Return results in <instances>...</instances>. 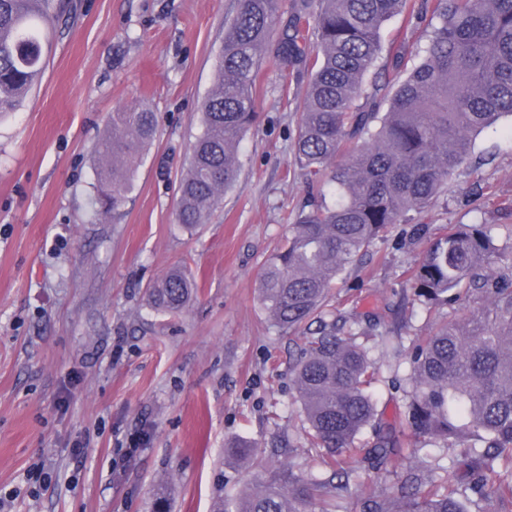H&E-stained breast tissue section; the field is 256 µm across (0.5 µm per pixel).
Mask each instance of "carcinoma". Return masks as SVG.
I'll return each mask as SVG.
<instances>
[{"label":"carcinoma","instance_id":"carcinoma-1","mask_svg":"<svg viewBox=\"0 0 512 512\" xmlns=\"http://www.w3.org/2000/svg\"><path fill=\"white\" fill-rule=\"evenodd\" d=\"M56 0H0V113L15 112L40 76ZM405 14L428 22L424 59L403 70L406 47L383 54L381 31ZM306 74L294 149L301 167L329 172L332 205L311 198L264 265L258 298L269 323L294 335L297 399L310 449L331 471L318 479L294 466L261 467L255 488L215 512H341L357 476L352 462L397 476L393 499L367 494L359 512H487L512 501V224L458 227L435 239L410 281L417 300L474 309L416 340L410 401L400 425L377 419L376 368L358 338L378 323L336 327L330 292L343 270L394 224L437 198L472 164L473 136L512 116V0H433L431 18L410 0H239L224 31L203 130L177 192L176 219L192 230L238 180L236 145L255 117L264 63ZM386 111H381V108ZM158 119L138 105L112 113L100 140L97 214L126 202L131 166L156 138ZM196 296L170 269L146 290L154 309L180 313ZM372 428L371 447L359 436ZM428 436L465 448L464 474L405 448Z\"/></svg>","mask_w":512,"mask_h":512}]
</instances>
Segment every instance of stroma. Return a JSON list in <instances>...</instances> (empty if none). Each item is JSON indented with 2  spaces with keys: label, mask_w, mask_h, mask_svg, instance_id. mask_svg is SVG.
Listing matches in <instances>:
<instances>
[{
  "label": "stroma",
  "mask_w": 512,
  "mask_h": 512,
  "mask_svg": "<svg viewBox=\"0 0 512 512\" xmlns=\"http://www.w3.org/2000/svg\"><path fill=\"white\" fill-rule=\"evenodd\" d=\"M64 3L40 79L0 116V512H152L162 483L170 512H212L250 488L260 463L325 476L303 452L292 337L257 299L263 264L310 197L294 157L305 79L261 71L238 182L190 233L175 218L178 182L238 0ZM382 41L406 44L410 68L427 45L401 15ZM135 103L157 113L159 131L124 207L99 220L95 149L112 114ZM474 155L480 168L455 173L415 214L425 234L406 243L396 225L333 289L347 318L389 330L387 348L366 343L383 421L407 409L413 340L471 309L416 304L411 268L451 228L512 222V116L476 137ZM175 266L197 298L172 315L144 291ZM241 441L253 460H226ZM396 491L395 475L361 464L345 512Z\"/></svg>",
  "instance_id": "stroma-1"
}]
</instances>
